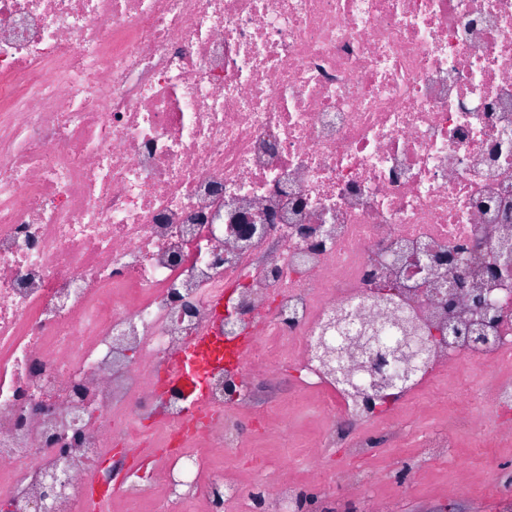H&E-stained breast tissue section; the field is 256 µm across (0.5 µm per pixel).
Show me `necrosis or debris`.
<instances>
[{
  "instance_id": "4bbe7bcc",
  "label": "necrosis or debris",
  "mask_w": 512,
  "mask_h": 512,
  "mask_svg": "<svg viewBox=\"0 0 512 512\" xmlns=\"http://www.w3.org/2000/svg\"><path fill=\"white\" fill-rule=\"evenodd\" d=\"M242 211L270 235L208 231ZM485 224L512 234V0H0V508L57 476L53 512H86L101 463L144 447L127 501H241L214 464L242 439L225 368L200 370L192 413L154 384L217 295L250 301L235 376L298 368L362 455L379 414L318 366V337L340 308L394 322L367 303L394 252L497 258ZM499 334L434 347L425 380L494 375L425 447L512 422V321Z\"/></svg>"
}]
</instances>
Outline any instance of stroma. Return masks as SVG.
I'll return each instance as SVG.
<instances>
[{
	"mask_svg": "<svg viewBox=\"0 0 512 512\" xmlns=\"http://www.w3.org/2000/svg\"><path fill=\"white\" fill-rule=\"evenodd\" d=\"M484 379V373L467 371L446 385L424 384L395 404V416L371 425L373 446L354 460L344 447H315L326 420L310 411L312 391L297 382L292 368H284L254 382L255 396L239 415L244 439H255L267 455L266 471H251L249 450L241 447L225 453L224 479L245 490L297 481L333 512H374L380 506L390 512H441L450 503L461 512H506L512 501L500 488L512 473V442L480 446L466 435L447 458L428 455L418 446L419 437L444 428L442 415L449 405L475 396ZM266 403L277 408L279 429L257 437L254 417ZM351 468L357 479L348 477Z\"/></svg>",
	"mask_w": 512,
	"mask_h": 512,
	"instance_id": "35a3bbf8",
	"label": "stroma"
}]
</instances>
